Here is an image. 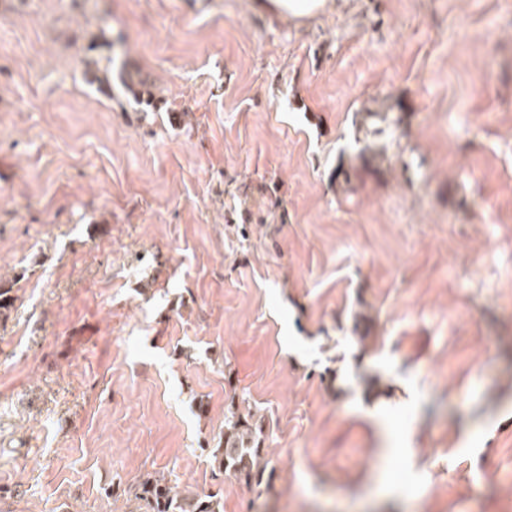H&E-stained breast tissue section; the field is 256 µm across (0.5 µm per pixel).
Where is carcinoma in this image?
I'll return each mask as SVG.
<instances>
[{
  "mask_svg": "<svg viewBox=\"0 0 512 512\" xmlns=\"http://www.w3.org/2000/svg\"><path fill=\"white\" fill-rule=\"evenodd\" d=\"M113 62L111 57L104 64L95 58L85 60L87 82L108 98L112 97ZM261 432L254 415L232 411L225 417L217 448L211 451L214 469L253 487L259 497L271 491L274 476L263 456ZM125 494L137 502L141 512H223V503L217 496L201 500L192 494H179L164 479L150 473L129 486Z\"/></svg>",
  "mask_w": 512,
  "mask_h": 512,
  "instance_id": "1",
  "label": "carcinoma"
}]
</instances>
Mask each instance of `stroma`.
I'll return each mask as SVG.
<instances>
[{
	"instance_id": "35a3bbf8",
	"label": "stroma",
	"mask_w": 512,
	"mask_h": 512,
	"mask_svg": "<svg viewBox=\"0 0 512 512\" xmlns=\"http://www.w3.org/2000/svg\"><path fill=\"white\" fill-rule=\"evenodd\" d=\"M1 287L0 512H512V14L0 0ZM114 59L109 57L104 65L101 59L85 60V75L90 85L96 86V89L104 96L112 99V63ZM229 414L217 448L211 451L213 468L253 487L259 498L271 491L274 476L272 467L268 471L270 461L263 456L261 425L253 414ZM125 494L137 502L143 512H223V503L217 495L197 499L192 494H179L163 478L147 473L136 484L130 485Z\"/></svg>"
}]
</instances>
